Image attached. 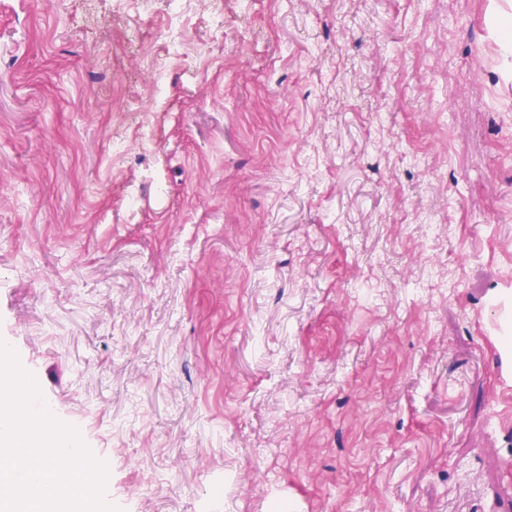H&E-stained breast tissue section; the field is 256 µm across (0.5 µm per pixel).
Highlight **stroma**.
I'll use <instances>...</instances> for the list:
<instances>
[{"instance_id":"obj_1","label":"stroma","mask_w":512,"mask_h":512,"mask_svg":"<svg viewBox=\"0 0 512 512\" xmlns=\"http://www.w3.org/2000/svg\"><path fill=\"white\" fill-rule=\"evenodd\" d=\"M0 0V342L118 512H512L489 0ZM224 14V35L211 28Z\"/></svg>"}]
</instances>
